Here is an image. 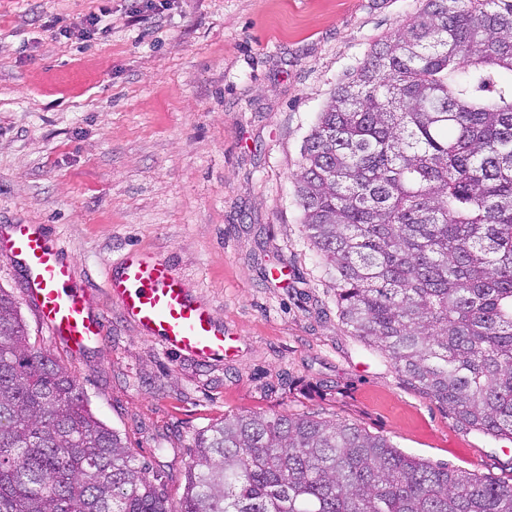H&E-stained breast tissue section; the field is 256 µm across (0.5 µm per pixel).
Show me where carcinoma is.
Listing matches in <instances>:
<instances>
[{
	"instance_id": "carcinoma-1",
	"label": "carcinoma",
	"mask_w": 512,
	"mask_h": 512,
	"mask_svg": "<svg viewBox=\"0 0 512 512\" xmlns=\"http://www.w3.org/2000/svg\"><path fill=\"white\" fill-rule=\"evenodd\" d=\"M512 0H423L340 83L302 153L308 238L343 325L455 418L512 440ZM0 512H512V483L353 423L226 417L179 507L30 342L0 288Z\"/></svg>"
}]
</instances>
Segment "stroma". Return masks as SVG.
<instances>
[{"instance_id": "35a3bbf8", "label": "stroma", "mask_w": 512, "mask_h": 512, "mask_svg": "<svg viewBox=\"0 0 512 512\" xmlns=\"http://www.w3.org/2000/svg\"><path fill=\"white\" fill-rule=\"evenodd\" d=\"M131 4L111 0V33L84 42L44 23L79 21L98 0H0V224L50 225L107 324L71 354L0 255L31 342L174 504L194 437L237 413L340 419L433 464L511 480V441L458 422L341 323L302 228L305 137L421 0H177L158 19ZM131 250L212 307L239 339L233 355L181 357L127 322L106 273Z\"/></svg>"}]
</instances>
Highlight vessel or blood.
I'll use <instances>...</instances> for the list:
<instances>
[{
    "mask_svg": "<svg viewBox=\"0 0 512 512\" xmlns=\"http://www.w3.org/2000/svg\"><path fill=\"white\" fill-rule=\"evenodd\" d=\"M0 251L20 263L24 294L55 342L78 354L104 335L106 323L92 308L90 289L77 280L47 225L1 224ZM106 286L127 320L173 354L209 361L231 352L212 309L150 254L133 251L109 266Z\"/></svg>",
    "mask_w": 512,
    "mask_h": 512,
    "instance_id": "obj_1",
    "label": "vessel or blood"
}]
</instances>
